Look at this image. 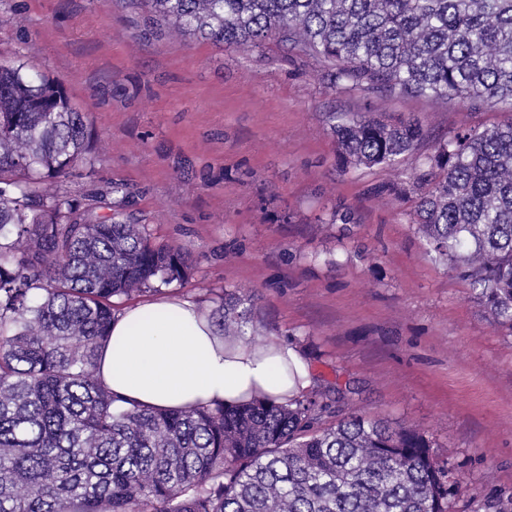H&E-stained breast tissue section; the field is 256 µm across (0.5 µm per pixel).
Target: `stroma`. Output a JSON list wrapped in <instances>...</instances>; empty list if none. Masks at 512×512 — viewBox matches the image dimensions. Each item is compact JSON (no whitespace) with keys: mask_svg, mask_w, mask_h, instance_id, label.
I'll list each match as a JSON object with an SVG mask.
<instances>
[{"mask_svg":"<svg viewBox=\"0 0 512 512\" xmlns=\"http://www.w3.org/2000/svg\"><path fill=\"white\" fill-rule=\"evenodd\" d=\"M23 56L88 118L100 161L75 197L111 194L160 242L194 258L170 293L213 310L253 295L255 343L288 341L347 408L425 430L463 477L450 512H512V337L435 263L412 204L371 185L405 176L433 140L512 113L329 87L312 60L155 32L128 0H0V61ZM414 116L430 140L398 169L343 165L334 117ZM350 207L352 224L322 225Z\"/></svg>","mask_w":512,"mask_h":512,"instance_id":"stroma-1","label":"stroma"}]
</instances>
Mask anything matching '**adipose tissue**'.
Listing matches in <instances>:
<instances>
[{
	"instance_id": "ef3b65f1",
	"label": "adipose tissue",
	"mask_w": 512,
	"mask_h": 512,
	"mask_svg": "<svg viewBox=\"0 0 512 512\" xmlns=\"http://www.w3.org/2000/svg\"><path fill=\"white\" fill-rule=\"evenodd\" d=\"M99 376L118 397L167 409L238 404L257 396L281 401L312 383L294 347L222 337L209 313L185 296L118 310Z\"/></svg>"
}]
</instances>
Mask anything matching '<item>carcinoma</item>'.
Segmentation results:
<instances>
[{
	"mask_svg": "<svg viewBox=\"0 0 512 512\" xmlns=\"http://www.w3.org/2000/svg\"><path fill=\"white\" fill-rule=\"evenodd\" d=\"M180 35L319 61L339 94L512 111V0H140ZM353 167L392 168L415 118L333 125ZM58 83L0 64V512H448L460 481L420 429L350 412L318 385L285 402L160 409L96 376L118 301L188 281L193 260L102 198L63 188L99 161ZM378 199L409 197L427 253L512 336V119L435 142ZM244 291L218 295L246 334Z\"/></svg>",
	"mask_w": 512,
	"mask_h": 512,
	"instance_id": "cac0c4a2",
	"label": "carcinoma"
}]
</instances>
